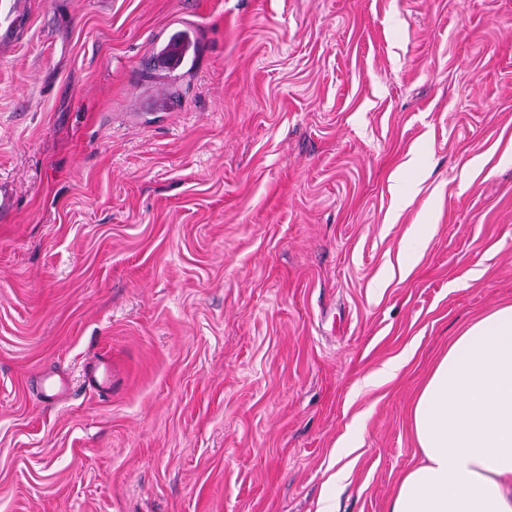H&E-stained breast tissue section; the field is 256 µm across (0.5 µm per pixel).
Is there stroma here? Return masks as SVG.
<instances>
[{"instance_id":"obj_1","label":"stroma","mask_w":512,"mask_h":512,"mask_svg":"<svg viewBox=\"0 0 512 512\" xmlns=\"http://www.w3.org/2000/svg\"><path fill=\"white\" fill-rule=\"evenodd\" d=\"M0 186V512H389L512 306V0H0ZM85 383L91 387L106 389L112 385V361L103 360L85 371Z\"/></svg>"}]
</instances>
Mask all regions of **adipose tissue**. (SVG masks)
Wrapping results in <instances>:
<instances>
[{
    "instance_id": "1",
    "label": "adipose tissue",
    "mask_w": 512,
    "mask_h": 512,
    "mask_svg": "<svg viewBox=\"0 0 512 512\" xmlns=\"http://www.w3.org/2000/svg\"><path fill=\"white\" fill-rule=\"evenodd\" d=\"M422 455L390 512H512V306L458 336L412 412Z\"/></svg>"
}]
</instances>
